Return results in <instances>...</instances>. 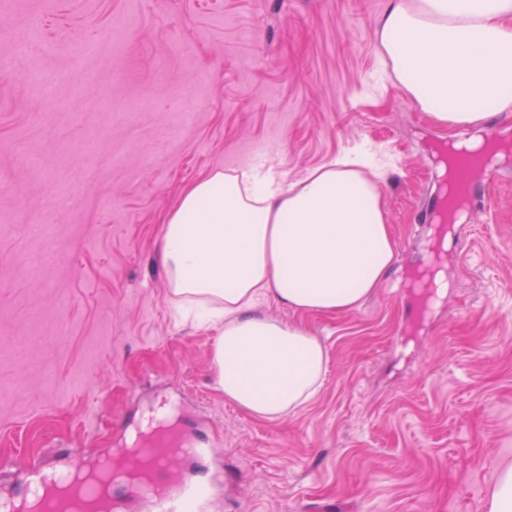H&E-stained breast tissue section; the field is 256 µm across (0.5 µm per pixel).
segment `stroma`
<instances>
[{"label":"stroma","mask_w":512,"mask_h":512,"mask_svg":"<svg viewBox=\"0 0 512 512\" xmlns=\"http://www.w3.org/2000/svg\"><path fill=\"white\" fill-rule=\"evenodd\" d=\"M387 2L0 0V458L67 465L123 415L222 449L209 512H485L512 463V112L437 259L444 293L419 294L452 133L377 77ZM358 145L385 166L393 266L350 313L260 306L329 364L308 404L255 418L217 385L216 330L171 317L164 216L203 171L290 183Z\"/></svg>","instance_id":"stroma-1"}]
</instances>
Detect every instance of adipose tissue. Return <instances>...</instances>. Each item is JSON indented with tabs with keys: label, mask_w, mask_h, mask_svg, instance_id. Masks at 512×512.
<instances>
[{
	"label": "adipose tissue",
	"mask_w": 512,
	"mask_h": 512,
	"mask_svg": "<svg viewBox=\"0 0 512 512\" xmlns=\"http://www.w3.org/2000/svg\"><path fill=\"white\" fill-rule=\"evenodd\" d=\"M375 36L394 82L438 125L512 112V0H390ZM361 165L347 154L289 185L255 169H214L164 217L174 317L204 310L218 331L217 383L256 418L275 421L313 399L329 361L319 336L259 305L353 312L394 259L377 175Z\"/></svg>",
	"instance_id": "adipose-tissue-1"
}]
</instances>
